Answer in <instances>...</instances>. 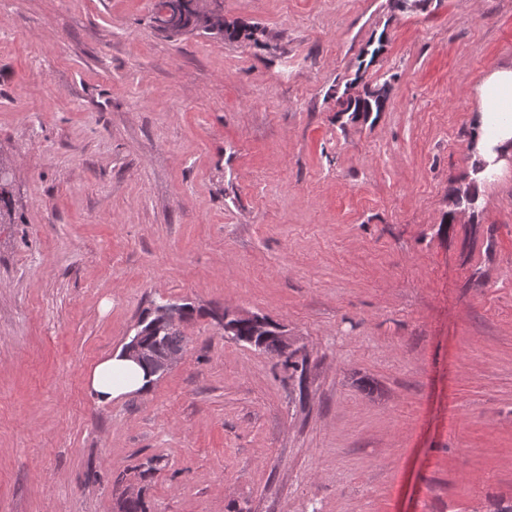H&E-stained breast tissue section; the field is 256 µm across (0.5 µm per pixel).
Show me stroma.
Returning <instances> with one entry per match:
<instances>
[{"label":"stroma","mask_w":512,"mask_h":512,"mask_svg":"<svg viewBox=\"0 0 512 512\" xmlns=\"http://www.w3.org/2000/svg\"><path fill=\"white\" fill-rule=\"evenodd\" d=\"M154 5L0 0V512L128 485L149 512H512V164L442 221L512 0H224L258 48ZM358 72L376 119L336 114ZM165 303L194 308L182 360L97 404L89 369ZM156 27L155 28L158 31L163 33L176 35L188 33L222 34L224 35V39L229 42H253L255 45L259 44L257 29L254 27L226 22L219 23L218 25H208L206 23H201L196 18H192V14L190 12L187 14L185 20L183 21L182 28L184 31L182 32H170L166 28H163L157 24ZM280 339L285 348V353L288 356L290 353L293 357L297 355L298 350L294 348V343L288 337V333L283 327H279ZM243 343H247L250 346H253L256 349L262 350L266 353L277 355L278 357H284V363L289 365L290 357H286L284 353V349L281 345L279 338L276 335H269L262 341H259L255 344L248 343L246 341L241 340Z\"/></svg>","instance_id":"1"}]
</instances>
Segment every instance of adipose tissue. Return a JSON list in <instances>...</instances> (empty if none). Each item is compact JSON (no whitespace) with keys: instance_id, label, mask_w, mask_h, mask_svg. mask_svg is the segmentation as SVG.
Listing matches in <instances>:
<instances>
[{"instance_id":"1","label":"adipose tissue","mask_w":512,"mask_h":512,"mask_svg":"<svg viewBox=\"0 0 512 512\" xmlns=\"http://www.w3.org/2000/svg\"><path fill=\"white\" fill-rule=\"evenodd\" d=\"M478 101L469 145L472 186L483 187L512 160V65L492 71L476 87ZM157 373L117 349L99 361L86 376V388L100 404L149 392Z\"/></svg>"}]
</instances>
